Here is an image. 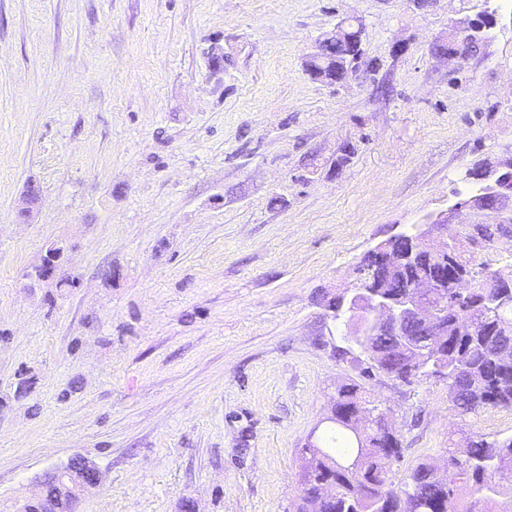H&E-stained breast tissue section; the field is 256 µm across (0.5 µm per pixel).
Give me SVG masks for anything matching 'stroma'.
<instances>
[{
	"mask_svg": "<svg viewBox=\"0 0 512 512\" xmlns=\"http://www.w3.org/2000/svg\"><path fill=\"white\" fill-rule=\"evenodd\" d=\"M484 11L450 72L433 42ZM347 17L354 75L310 80ZM510 150L502 0H0V512L77 455L99 479L76 512H294L346 377L391 410L393 480L511 436L512 410L459 416L445 380L361 378L320 304ZM55 241L72 287H27ZM361 27L358 24L355 27L348 20H340L332 29L324 32L316 40V50L310 54L306 60V74L315 82L334 85L346 80L339 70L330 69L326 71L320 65L327 54L336 47V45H348L352 50L357 51L360 46Z\"/></svg>",
	"mask_w": 512,
	"mask_h": 512,
	"instance_id": "35a3bbf8",
	"label": "stroma"
}]
</instances>
